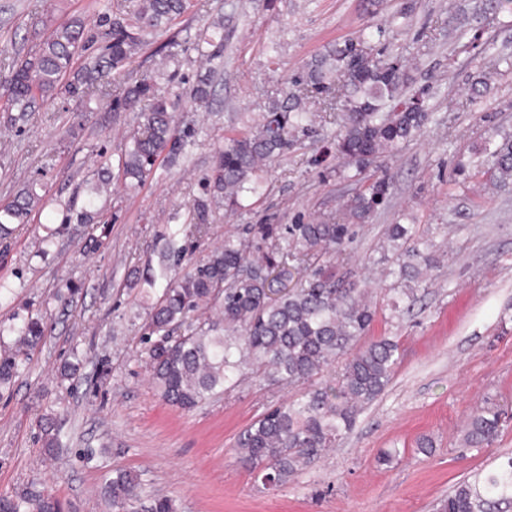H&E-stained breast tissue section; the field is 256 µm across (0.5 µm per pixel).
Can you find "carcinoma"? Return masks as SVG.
Here are the masks:
<instances>
[{
	"mask_svg": "<svg viewBox=\"0 0 512 512\" xmlns=\"http://www.w3.org/2000/svg\"><path fill=\"white\" fill-rule=\"evenodd\" d=\"M187 0H140L133 15L103 14L99 26L105 45L91 66L73 70L75 60L90 48L85 21L76 18L52 27L34 52L6 61L11 71L0 95V118L8 131L27 114L61 93L92 102L112 94L113 111L133 112L142 99L153 97L148 112L130 133L118 157L117 179L136 193L153 174L159 158L177 164L188 139L189 126L179 128L174 103L157 94V77L134 82L119 80L144 36L184 13ZM198 55L214 61L224 54V26L216 24L196 42ZM211 76L200 79L191 93L198 105L209 103ZM408 75L401 61L384 56L370 35L361 32L329 46L288 82L281 100L266 110L260 123L224 137L205 177L204 195L194 199L192 232L205 231L213 208L230 214L245 208L267 190L268 166L288 154L302 138L316 136L315 115L306 108L312 97L338 125L336 138L323 146L319 160L332 157L345 169L346 179L359 187L345 202L347 224L321 216L307 224H252L242 235L224 237V247L186 273L180 272L188 246L180 230L169 234L159 274L135 272L130 286L145 285L154 296L142 343L150 374L163 400L191 411L202 402L234 390L246 379L266 386H301L300 398L270 406L237 437L235 455L250 467L267 489H276L299 471L320 460L354 424L357 414L388 385L400 359L398 342L381 338L355 353L351 347L369 330L375 310L351 274L336 276L324 261L345 252L357 228L387 203L392 179L383 162L400 145L414 139L428 120L423 111L425 91L405 97ZM483 170L500 183L512 180V136L489 141L483 149ZM376 164V174L362 182L363 169ZM109 179L102 178L86 194L80 209L66 208L67 224H100L101 236L112 221L99 205ZM49 201L33 189L18 191L0 204V243L8 244L14 224H27ZM388 240L407 260L389 268L388 275L404 283L391 307L403 312L414 305L416 289L437 259L416 237L410 224H390ZM14 347L0 355V386L10 384L27 350L44 336L39 317L15 328ZM336 368L328 383L320 375ZM507 412L487 398L469 414L463 430L466 448H480L499 434ZM44 452H57L59 438L41 425ZM137 475L116 470L106 482V494L117 512H135L139 504ZM141 512H175L168 497L140 504ZM0 512H60L50 494L26 492L0 497ZM439 512H512V456L495 468L456 485Z\"/></svg>",
	"mask_w": 512,
	"mask_h": 512,
	"instance_id": "1",
	"label": "carcinoma"
}]
</instances>
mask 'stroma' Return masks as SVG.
I'll list each match as a JSON object with an SVG mask.
<instances>
[{
    "label": "stroma",
    "mask_w": 512,
    "mask_h": 512,
    "mask_svg": "<svg viewBox=\"0 0 512 512\" xmlns=\"http://www.w3.org/2000/svg\"><path fill=\"white\" fill-rule=\"evenodd\" d=\"M118 0H0V51L20 59L50 26L74 18L100 36L99 16ZM224 23V63L209 107L191 91L207 65L192 46ZM381 27L380 46L400 59L413 88L428 87L433 116L388 166L389 203L378 210L336 264L366 283L376 311L366 338L394 337L401 359L386 389L358 414L353 429L322 460L274 492L237 462V434L298 389L250 382L183 411L153 386L140 342L149 316L132 271L157 262L167 235L189 220L213 156L231 129L257 121L294 71L337 41ZM512 56V10L489 0H189L187 11L140 48L128 71H156L164 46L181 66L165 92L177 118L197 134L177 165L158 161L137 195L111 182L102 203L118 219L103 244L89 246L62 226L69 201L117 152L137 123L111 98L86 109L78 98L42 106L20 132L0 134V200L24 185L51 198L47 214L19 224L0 256V325L40 316L46 332L9 388L0 390V497L48 491L64 512H112L104 484L113 470L137 474L140 496L172 499L177 512H435L453 486L512 455V419L489 446L462 447L464 423L484 398L512 411V184L476 175L486 139L512 133V68L495 67L465 45L472 38ZM486 81L484 89L471 85ZM320 145L303 140L272 165L263 198L241 213L215 210L208 231L190 238L191 261L248 224H299L341 214L354 185L320 163ZM415 225L438 259L418 284L410 314L392 316L390 280L380 261L389 224ZM58 229L47 257L36 255L45 228ZM77 372L61 381L64 363ZM51 421L62 447L47 460L38 440ZM433 442L417 448L420 437ZM396 450L391 464H378Z\"/></svg>",
    "instance_id": "obj_1"
}]
</instances>
